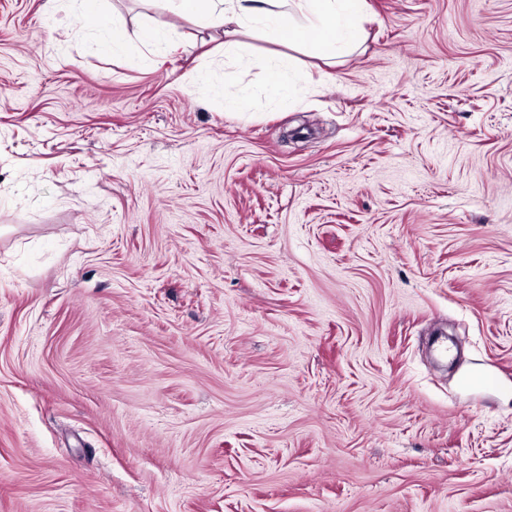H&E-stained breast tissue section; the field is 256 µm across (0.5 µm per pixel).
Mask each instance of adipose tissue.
<instances>
[{"mask_svg":"<svg viewBox=\"0 0 512 512\" xmlns=\"http://www.w3.org/2000/svg\"><path fill=\"white\" fill-rule=\"evenodd\" d=\"M173 14L221 32L224 52L238 54L242 36L262 26L282 45L304 44L319 57L355 49L365 0H171Z\"/></svg>","mask_w":512,"mask_h":512,"instance_id":"obj_1","label":"adipose tissue"}]
</instances>
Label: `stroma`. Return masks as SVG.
<instances>
[{"instance_id":"obj_1","label":"stroma","mask_w":512,"mask_h":512,"mask_svg":"<svg viewBox=\"0 0 512 512\" xmlns=\"http://www.w3.org/2000/svg\"><path fill=\"white\" fill-rule=\"evenodd\" d=\"M40 4L0 0V512H512V0H367L286 111L262 28L102 0L113 55Z\"/></svg>"}]
</instances>
